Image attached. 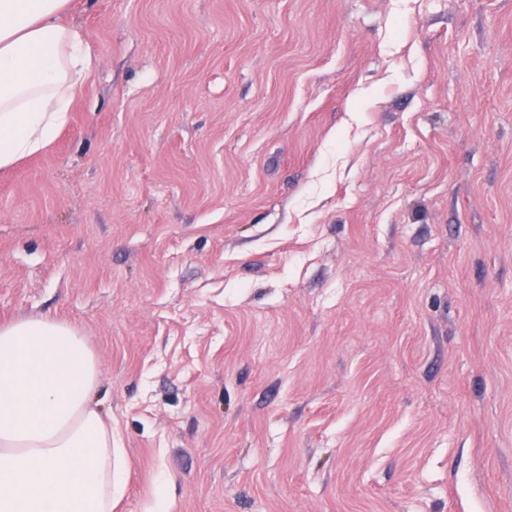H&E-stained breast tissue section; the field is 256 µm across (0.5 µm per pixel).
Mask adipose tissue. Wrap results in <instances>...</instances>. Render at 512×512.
<instances>
[{"instance_id":"obj_1","label":"adipose tissue","mask_w":512,"mask_h":512,"mask_svg":"<svg viewBox=\"0 0 512 512\" xmlns=\"http://www.w3.org/2000/svg\"><path fill=\"white\" fill-rule=\"evenodd\" d=\"M71 0H0V170L67 127L94 66ZM98 363L67 323L0 325V512H112V427Z\"/></svg>"}]
</instances>
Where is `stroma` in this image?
<instances>
[{
    "label": "stroma",
    "mask_w": 512,
    "mask_h": 512,
    "mask_svg": "<svg viewBox=\"0 0 512 512\" xmlns=\"http://www.w3.org/2000/svg\"><path fill=\"white\" fill-rule=\"evenodd\" d=\"M0 171V323L83 336L112 512H512V0H73Z\"/></svg>",
    "instance_id": "obj_1"
}]
</instances>
